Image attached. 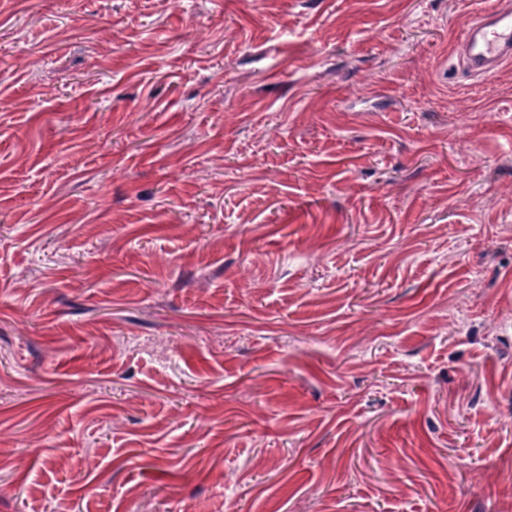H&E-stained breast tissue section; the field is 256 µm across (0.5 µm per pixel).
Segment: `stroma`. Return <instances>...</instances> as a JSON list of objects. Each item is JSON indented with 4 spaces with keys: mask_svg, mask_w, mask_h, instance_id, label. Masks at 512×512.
<instances>
[{
    "mask_svg": "<svg viewBox=\"0 0 512 512\" xmlns=\"http://www.w3.org/2000/svg\"><path fill=\"white\" fill-rule=\"evenodd\" d=\"M480 1L0 0V512H512Z\"/></svg>",
    "mask_w": 512,
    "mask_h": 512,
    "instance_id": "1",
    "label": "stroma"
}]
</instances>
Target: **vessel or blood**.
<instances>
[{"label":"vessel or blood","instance_id":"obj_1","mask_svg":"<svg viewBox=\"0 0 512 512\" xmlns=\"http://www.w3.org/2000/svg\"><path fill=\"white\" fill-rule=\"evenodd\" d=\"M511 60L512 0H503L469 23L460 42V62L470 75L480 77Z\"/></svg>","mask_w":512,"mask_h":512}]
</instances>
